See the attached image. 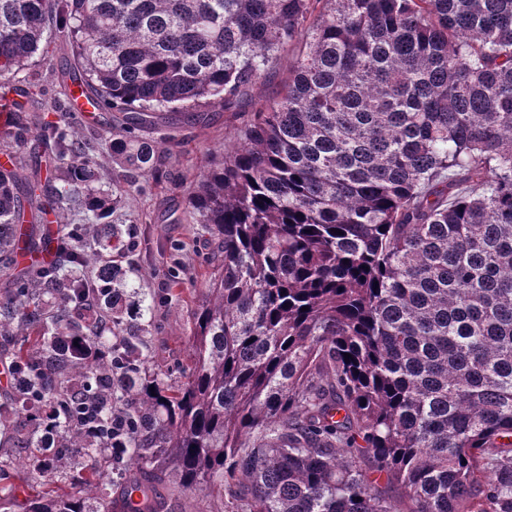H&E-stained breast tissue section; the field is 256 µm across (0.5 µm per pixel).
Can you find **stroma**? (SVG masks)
I'll list each match as a JSON object with an SVG mask.
<instances>
[{"label":"stroma","mask_w":512,"mask_h":512,"mask_svg":"<svg viewBox=\"0 0 512 512\" xmlns=\"http://www.w3.org/2000/svg\"><path fill=\"white\" fill-rule=\"evenodd\" d=\"M48 42L47 53L38 56L30 74L40 80L44 88L43 102L50 106L63 93L58 75L68 48L59 33L52 34ZM293 60L292 52L281 53L267 77L247 89L240 112H215L204 125L185 119L176 128L163 127L153 131V139L172 135L178 145L169 165L172 182L165 184L156 194L136 197L130 202L132 216L145 220L144 230L152 243L183 241L194 249H203L205 239L198 235L195 224L186 221L172 224L165 221L164 215L170 206L183 203L185 183L191 182L213 157L221 155L225 148L236 142L238 129L255 107L281 89ZM182 279L184 291L180 298L153 312L156 328L146 354L151 365L164 371L188 360L190 310L204 290V278L196 262L184 260Z\"/></svg>","instance_id":"1"}]
</instances>
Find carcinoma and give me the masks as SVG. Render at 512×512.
<instances>
[{"label": "carcinoma", "mask_w": 512, "mask_h": 512, "mask_svg": "<svg viewBox=\"0 0 512 512\" xmlns=\"http://www.w3.org/2000/svg\"><path fill=\"white\" fill-rule=\"evenodd\" d=\"M52 23L49 121L16 76ZM296 45L184 196L212 248L173 383L141 345L180 267L142 288L125 216L177 142L140 132L240 107ZM0 98V449L56 436L0 512H159L166 480L224 512H400L366 456L410 512H512V0H0Z\"/></svg>", "instance_id": "carcinoma-1"}]
</instances>
